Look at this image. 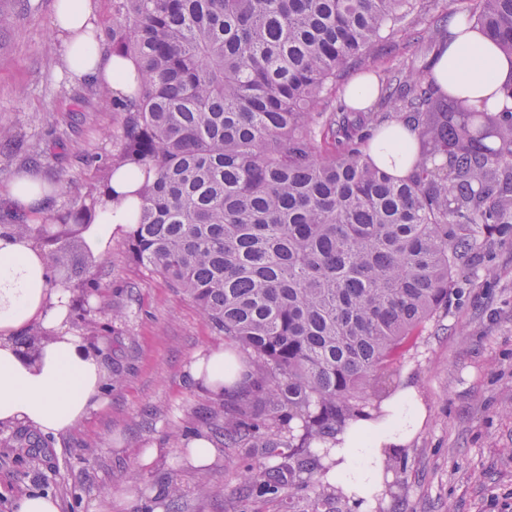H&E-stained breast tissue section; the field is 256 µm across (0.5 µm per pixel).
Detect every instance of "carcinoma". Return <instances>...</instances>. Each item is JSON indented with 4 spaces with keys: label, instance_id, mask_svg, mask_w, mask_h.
Wrapping results in <instances>:
<instances>
[{
    "label": "carcinoma",
    "instance_id": "1",
    "mask_svg": "<svg viewBox=\"0 0 512 512\" xmlns=\"http://www.w3.org/2000/svg\"><path fill=\"white\" fill-rule=\"evenodd\" d=\"M425 0H112V55L138 85L98 196L4 234L48 251L57 281L122 168L141 172L128 252L188 294L254 356L251 401L224 435L277 459L251 494L313 491L305 512L344 501L332 444L367 414L397 350L448 311L480 242L512 237V108L478 107L430 75L399 71L380 96L397 113L318 110L345 68ZM476 24L512 55V0H476ZM414 136L403 178L371 142ZM288 436L266 439L270 425Z\"/></svg>",
    "mask_w": 512,
    "mask_h": 512
}]
</instances>
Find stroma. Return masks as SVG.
Listing matches in <instances>:
<instances>
[{
    "mask_svg": "<svg viewBox=\"0 0 512 512\" xmlns=\"http://www.w3.org/2000/svg\"><path fill=\"white\" fill-rule=\"evenodd\" d=\"M55 0H0L11 17L0 29V215L18 211L8 187L28 175L55 190L48 207L28 213L45 224L72 202L90 201L117 148L123 115L101 106L112 94L93 79L88 103L74 101L67 44L52 27ZM474 0H429L364 64L350 65L336 87L367 75L428 62L417 35L433 31L449 11ZM482 265L466 268L460 293L419 336L389 376L369 392L387 399L404 382L417 387L428 416L403 452L404 473L375 512H494L512 495V240L483 243ZM99 290L70 283L72 305L93 318L85 332L108 378L102 402L70 430L46 435L0 426V512H15L26 494L56 498L60 512H304L310 490L284 488L257 498L246 491L245 466L265 451L224 440V408L191 382L197 352L224 347L241 366L249 358L203 315L187 294L131 259L126 237L86 267ZM206 435L217 450L204 469L191 466L187 442Z\"/></svg>",
    "mask_w": 512,
    "mask_h": 512,
    "instance_id": "stroma-1",
    "label": "stroma"
}]
</instances>
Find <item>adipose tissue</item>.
I'll return each mask as SVG.
<instances>
[{"label":"adipose tissue","mask_w":512,"mask_h":512,"mask_svg":"<svg viewBox=\"0 0 512 512\" xmlns=\"http://www.w3.org/2000/svg\"><path fill=\"white\" fill-rule=\"evenodd\" d=\"M53 28L69 44V67L76 75L91 74L115 95L130 93L136 83L133 60L104 55L97 38L92 0H56ZM450 40L432 74L447 91L472 103L493 97L507 102L501 88L512 77V57L478 27L449 17ZM409 133L399 139L372 143L371 154L393 175L406 176L412 163ZM136 172L122 169L112 178L115 198H104L85 231L95 255L107 254L115 239L131 224L138 203L130 199ZM49 260L30 241L0 237V425H24L44 433L67 431L97 408L105 369L88 352L84 338L70 330L67 289L49 287ZM37 325L47 333L35 355L15 344L17 334ZM189 375L194 385L211 396L239 384L243 370L233 357L216 347L198 353ZM387 416L362 417L336 437L331 482L350 497L355 512H372L384 491V451L403 448L422 428L428 409L412 383H405L386 404Z\"/></svg>","instance_id":"obj_1"}]
</instances>
